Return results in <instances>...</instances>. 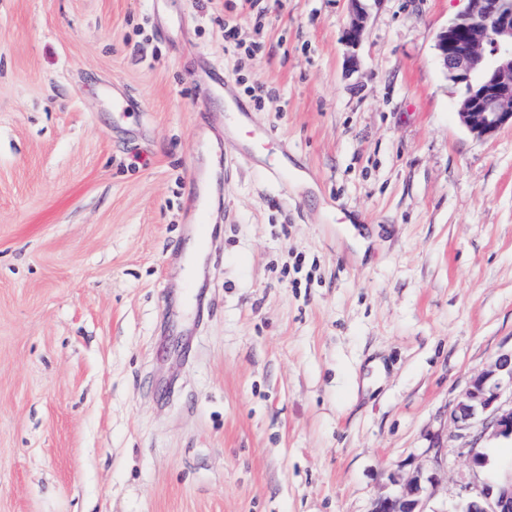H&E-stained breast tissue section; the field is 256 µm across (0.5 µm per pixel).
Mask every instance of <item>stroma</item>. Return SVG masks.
<instances>
[{
  "instance_id": "1",
  "label": "stroma",
  "mask_w": 512,
  "mask_h": 512,
  "mask_svg": "<svg viewBox=\"0 0 512 512\" xmlns=\"http://www.w3.org/2000/svg\"><path fill=\"white\" fill-rule=\"evenodd\" d=\"M364 6L352 53L350 0H0V512H371L419 465L456 512L512 475L450 419L512 348V127L458 118L465 0ZM217 69L300 177L225 135ZM361 1L365 0H351L353 4V14L343 38L345 45L352 49H356L361 44L366 28L367 15L360 3Z\"/></svg>"
}]
</instances>
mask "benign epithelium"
<instances>
[{
    "label": "benign epithelium",
    "instance_id": "obj_1",
    "mask_svg": "<svg viewBox=\"0 0 512 512\" xmlns=\"http://www.w3.org/2000/svg\"><path fill=\"white\" fill-rule=\"evenodd\" d=\"M353 14L343 41L357 48L366 28L361 0H351ZM438 60L447 77L461 86L458 115L475 137L512 126V0H467L466 10L436 39ZM512 391V350L500 353L475 375L451 413L460 429L476 423L492 435L512 437V405L502 402ZM436 475L416 467L393 494L375 501L371 512H425ZM459 512H512V478L469 492Z\"/></svg>",
    "mask_w": 512,
    "mask_h": 512
}]
</instances>
